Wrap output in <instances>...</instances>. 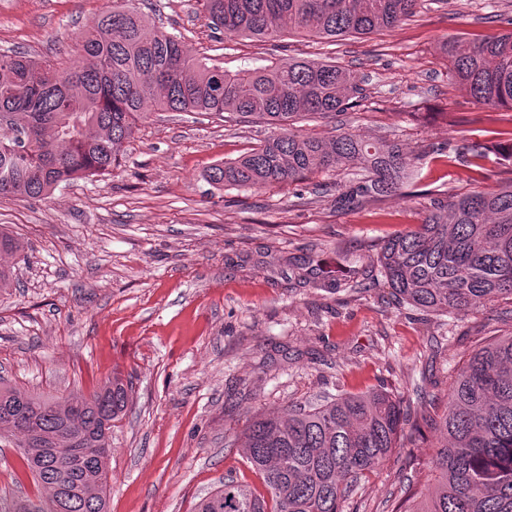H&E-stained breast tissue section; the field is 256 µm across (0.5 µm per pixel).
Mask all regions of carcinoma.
Masks as SVG:
<instances>
[{
	"label": "carcinoma",
	"instance_id": "cac0c4a2",
	"mask_svg": "<svg viewBox=\"0 0 512 512\" xmlns=\"http://www.w3.org/2000/svg\"><path fill=\"white\" fill-rule=\"evenodd\" d=\"M93 17L76 37L68 63L0 53V198L41 199L62 184L112 171L149 107L260 121L274 134L236 159L211 167L218 186L266 187L334 171L346 178L342 202L397 192L415 157L395 142L365 141L352 131L329 138L304 134V116L326 117L357 105L363 79L333 62L279 60L229 73L185 53L169 33L127 6ZM213 30L276 42L291 23L310 37L336 39L392 28L417 0H203ZM455 78L479 103L512 109V31L463 50L444 42ZM512 162V132L494 145ZM24 255L0 232V255ZM380 273L401 303L459 315L512 298V184L480 186L437 203L417 229L388 239ZM128 384L115 375L85 396L55 398L0 381V434L18 437L22 460L40 488L32 499L0 498V512H108L112 422L125 411ZM407 412L387 392L341 393L254 418L241 451L261 478L258 494L232 478L202 497L195 512H341L358 479L379 469L397 447ZM445 436L431 457L435 484L406 512H512V336L475 350L457 372L441 415L427 420Z\"/></svg>",
	"mask_w": 512,
	"mask_h": 512
}]
</instances>
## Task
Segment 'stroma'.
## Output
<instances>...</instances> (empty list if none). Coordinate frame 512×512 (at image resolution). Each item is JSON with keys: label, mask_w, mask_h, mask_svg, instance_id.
<instances>
[{"label": "stroma", "mask_w": 512, "mask_h": 512, "mask_svg": "<svg viewBox=\"0 0 512 512\" xmlns=\"http://www.w3.org/2000/svg\"><path fill=\"white\" fill-rule=\"evenodd\" d=\"M112 0H0V52L67 59L75 35ZM181 33L190 55L233 71L281 58L333 62L363 79L359 106L307 118L301 132L394 141L417 156L395 194L343 207L335 173L262 188L205 180L271 129L214 115L154 111L111 173L49 197L0 198V227L27 259L0 290V379L54 396L88 395L113 375L129 401L115 421L108 512H194L227 476L265 487L239 454L250 420L340 392L384 390L408 420L383 468L341 512H392L408 476L429 485L438 442L416 424L441 414L469 354L512 335V300L439 316L397 304L372 267L383 243L421 224L434 202L474 181L512 184L495 156L435 158L512 127V110L477 104L442 52L512 30V0H418L413 17L334 43L215 37L200 0H133ZM0 495L37 498L20 450L0 439Z\"/></svg>", "instance_id": "stroma-1"}]
</instances>
